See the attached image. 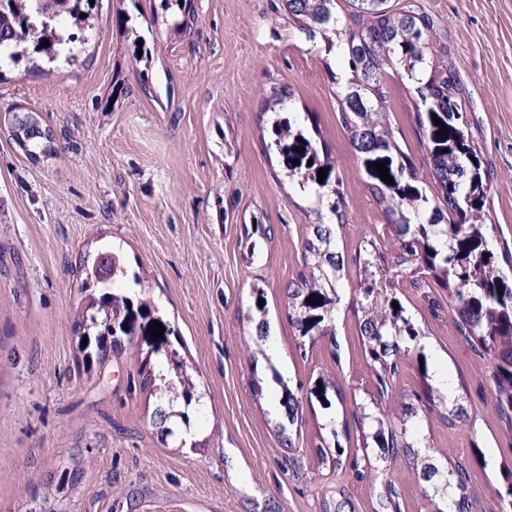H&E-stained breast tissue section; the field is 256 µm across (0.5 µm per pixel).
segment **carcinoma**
<instances>
[{
	"label": "carcinoma",
	"mask_w": 512,
	"mask_h": 512,
	"mask_svg": "<svg viewBox=\"0 0 512 512\" xmlns=\"http://www.w3.org/2000/svg\"><path fill=\"white\" fill-rule=\"evenodd\" d=\"M352 24L341 27L336 17V0H284V7L300 28L318 29L325 37L326 51H336L349 71L337 97L340 122L368 179L369 188L388 220L392 249L376 239L366 241L363 254L355 258L360 269L358 297L362 317L359 332L365 357L380 386V402L388 395L387 381L398 371V359L419 347L420 329L398 300L400 279L414 285L431 281L448 291L456 324L472 344L494 363L493 383L498 412L512 422V277L498 265L494 228L486 223L484 208L490 178L482 166L477 145L462 121L464 93L454 67L448 62L447 47L434 33V24L413 4L399 9L388 0H352ZM95 6L90 0H0V67L35 63L68 66L77 51L62 39L47 38L45 29L70 16L81 30L91 26ZM86 17H80V14ZM403 71L419 99L416 123L429 149L431 182L437 198H429L420 185L409 158L395 140L385 111V82L390 71ZM439 124H434L432 117ZM446 127L447 133L439 130ZM274 145L290 178L306 188H316L318 199L329 198V211L342 219L340 191L332 182L334 165L319 153L313 140L296 121L276 120L272 126ZM10 139L32 159L54 152L52 133L35 124L11 122ZM299 164H293V161ZM385 162L394 183L379 177L374 163ZM326 178L318 182V169ZM303 243L306 272L288 284V319L298 335L310 340L335 335L334 322L339 302L337 282L345 268V256L336 251L335 225L315 210ZM105 277L91 268L80 284L87 294L84 309L75 315L74 333L83 361L104 360L109 353L128 346L144 355L141 388L159 395L168 409L156 411L160 434L171 435L166 426L174 416L184 428L191 426L201 397L173 348L175 329L164 319L156 302L142 286L139 273L128 271L121 256L111 249L97 255ZM165 327L163 336L137 334L129 324L133 314ZM87 345H82V340ZM310 394L331 404L342 395L336 381L321 378ZM279 405L286 422L278 424L282 444L291 446L287 426L303 420L302 398L280 383ZM435 398L425 388L418 403L401 405L400 426L377 420L372 434L377 447L394 459L408 453L406 425L418 415L419 407L433 410ZM421 478L437 492L446 493L444 512H468L467 474L457 467L443 476L439 469L420 462Z\"/></svg>",
	"instance_id": "1"
}]
</instances>
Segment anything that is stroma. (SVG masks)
<instances>
[{"instance_id":"obj_1","label":"stroma","mask_w":512,"mask_h":512,"mask_svg":"<svg viewBox=\"0 0 512 512\" xmlns=\"http://www.w3.org/2000/svg\"><path fill=\"white\" fill-rule=\"evenodd\" d=\"M408 1L448 46L492 174L497 255H512V0L389 4ZM184 18L188 29H175ZM78 46L70 67L0 70V512H30L35 491L74 464L80 481L59 491L67 512H382L389 499L399 512H436L442 499L408 461L385 459L370 440L377 380L359 332L358 266L338 281L335 337L302 341L288 320L286 289L320 203L285 176L275 120L296 113L334 163L337 249L351 258L367 238L389 240L339 121L344 66L321 34L300 29L282 0H187L167 11L160 0H99ZM416 100L412 84L390 79L391 128L426 181ZM19 110L52 130L53 155L30 159L10 140ZM107 245L143 275L178 333L203 403L193 444L160 436V401L141 388L130 352L82 362L78 286ZM397 295L425 349L401 360L387 411L422 391L424 371L447 370L464 420L422 411L406 439L441 469L467 471L470 512H512L498 496L512 425L497 410L488 356L459 332L445 289L404 282ZM262 320L279 360L253 361L245 348ZM327 376L344 393L328 408L309 394ZM282 382L304 391L288 447L270 412ZM328 443L359 458L362 474L323 460Z\"/></svg>"}]
</instances>
